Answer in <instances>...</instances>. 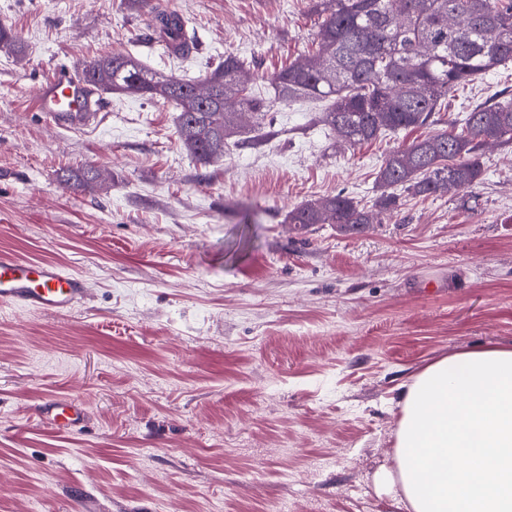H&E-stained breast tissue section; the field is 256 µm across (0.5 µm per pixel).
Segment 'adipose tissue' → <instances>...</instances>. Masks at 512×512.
I'll list each match as a JSON object with an SVG mask.
<instances>
[{
  "label": "adipose tissue",
  "mask_w": 512,
  "mask_h": 512,
  "mask_svg": "<svg viewBox=\"0 0 512 512\" xmlns=\"http://www.w3.org/2000/svg\"><path fill=\"white\" fill-rule=\"evenodd\" d=\"M396 462L411 512H512V348L459 352L415 375Z\"/></svg>",
  "instance_id": "1"
}]
</instances>
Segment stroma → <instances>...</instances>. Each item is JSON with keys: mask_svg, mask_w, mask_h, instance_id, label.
Segmentation results:
<instances>
[{"mask_svg": "<svg viewBox=\"0 0 512 512\" xmlns=\"http://www.w3.org/2000/svg\"><path fill=\"white\" fill-rule=\"evenodd\" d=\"M157 3L194 29L188 57L146 38ZM320 23L309 0H0V251L90 285L62 316L0 302V512H408L384 480L403 384L512 346V144L484 150L476 188L400 194L358 234L300 232L307 201L372 207L387 156L429 128L352 147L326 101L300 99L205 163L170 103L104 93L82 130L30 109L52 70L113 52L196 82L232 55L263 95ZM460 99L512 101V65ZM56 396L86 408L79 433L42 423Z\"/></svg>", "mask_w": 512, "mask_h": 512, "instance_id": "1", "label": "stroma"}]
</instances>
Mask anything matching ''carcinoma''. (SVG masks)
Masks as SVG:
<instances>
[{
	"instance_id": "obj_1",
	"label": "carcinoma",
	"mask_w": 512,
	"mask_h": 512,
	"mask_svg": "<svg viewBox=\"0 0 512 512\" xmlns=\"http://www.w3.org/2000/svg\"><path fill=\"white\" fill-rule=\"evenodd\" d=\"M323 21L316 51L301 64L278 72L271 93L261 96L239 78L243 62L228 55L204 78L210 97H197L196 83L177 79L161 93L152 91L153 71L129 54L89 60L77 77L100 91L171 101L179 109L177 136L202 161L224 156L241 133L238 114L261 116L276 103L328 99L322 122L351 145L368 143L384 130L429 126L456 93L512 62V0H310ZM153 32L175 55L195 46L187 22L157 4ZM512 142V105H479L459 127L439 130L393 151L377 174L375 206H396L391 188L412 196L473 188L484 176L483 149ZM299 231L334 224L359 232L371 223L369 210L338 193L288 212Z\"/></svg>"
}]
</instances>
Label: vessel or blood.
I'll use <instances>...</instances> for the list:
<instances>
[{"label": "vessel or blood", "mask_w": 512, "mask_h": 512, "mask_svg": "<svg viewBox=\"0 0 512 512\" xmlns=\"http://www.w3.org/2000/svg\"><path fill=\"white\" fill-rule=\"evenodd\" d=\"M34 111L53 122L72 128L90 126L97 118L99 105L84 83L70 72L57 71L41 81L34 99ZM85 277L50 261H23L8 252L0 253V301L39 312L64 315L72 312L87 296ZM47 424L59 432L77 428L85 412L68 398L49 399L43 406Z\"/></svg>", "instance_id": "obj_1"}]
</instances>
